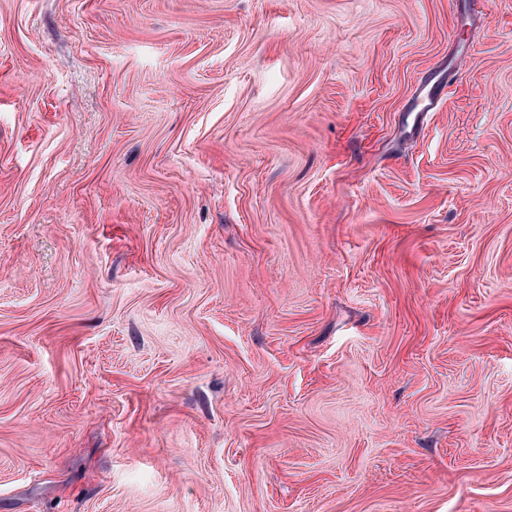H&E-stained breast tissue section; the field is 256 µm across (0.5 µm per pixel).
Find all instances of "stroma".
I'll return each mask as SVG.
<instances>
[{
  "instance_id": "stroma-1",
  "label": "stroma",
  "mask_w": 512,
  "mask_h": 512,
  "mask_svg": "<svg viewBox=\"0 0 512 512\" xmlns=\"http://www.w3.org/2000/svg\"><path fill=\"white\" fill-rule=\"evenodd\" d=\"M0 512H512V0H0Z\"/></svg>"
}]
</instances>
